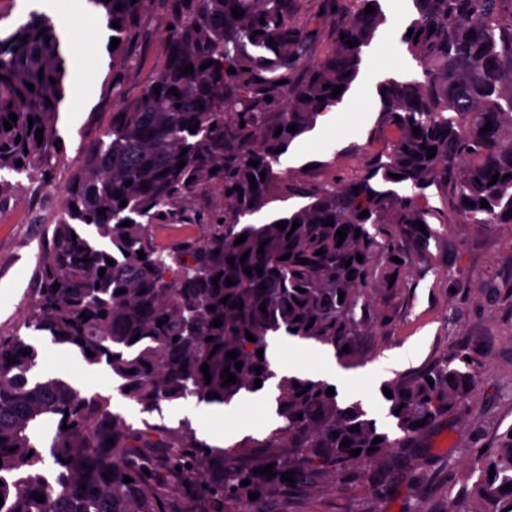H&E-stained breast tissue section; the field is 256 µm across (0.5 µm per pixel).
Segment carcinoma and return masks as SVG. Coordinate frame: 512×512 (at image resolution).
Here are the masks:
<instances>
[{"label": "carcinoma", "mask_w": 512, "mask_h": 512, "mask_svg": "<svg viewBox=\"0 0 512 512\" xmlns=\"http://www.w3.org/2000/svg\"><path fill=\"white\" fill-rule=\"evenodd\" d=\"M87 2L120 40L112 59L134 67L138 21L154 0ZM354 2L356 8L336 20L334 52L311 61L290 0H166L172 25L167 59L134 100L126 99L122 76L112 77L120 110L78 157L51 236L36 255L22 327L107 370L119 395L145 413L179 400L228 404L255 392L254 380L266 383L275 376L273 336L319 343L341 363L356 362L360 329L374 315L372 292L402 287L416 262L403 240H413L420 252L428 248V188H452L465 223L512 224V0H411L400 41L420 71L379 85L375 132L396 133L389 152L360 177L331 185L277 171L294 140L342 101L363 66L364 48L386 21L381 0ZM369 4L371 14L365 12ZM233 8L244 15L234 17ZM114 21L121 28L112 27ZM410 29L419 37L407 36ZM348 40L358 45L350 47ZM189 64L193 72L182 74ZM301 65L303 78L289 81L288 72ZM230 67L235 72H227ZM66 71L61 38L45 12L31 10L0 36V201L17 192L19 176L40 187L54 176ZM338 85L341 95L334 97ZM171 88L179 95L168 93ZM11 113L18 119L7 131L3 121ZM488 122L492 129L484 133ZM291 125L293 133L287 131ZM37 129L43 130L41 142ZM432 146L437 152L429 159ZM496 173L501 179L489 184ZM207 189L219 193L222 205L197 219L188 204ZM276 197L298 205L263 224L248 222ZM103 208L105 214H98ZM364 210L369 215L359 217ZM327 220L334 225H325ZM125 221L131 226H122ZM155 224H201L203 232L160 246ZM341 228L346 238L339 245ZM242 234L245 242L235 244ZM320 249L324 254H316ZM287 253L290 258L281 259ZM108 258L120 263L110 265ZM302 258L309 263H299ZM228 278L234 285H226ZM216 318L219 327L211 326ZM247 333L256 341H248ZM88 349L94 356H87ZM231 351L238 352L234 360L226 357ZM237 360L243 362L239 370ZM474 364L462 353L455 365L441 362L408 382L383 384L392 392L385 402L394 432L362 402L326 394L327 382L285 376L277 384L279 425L226 454L186 422L171 429L145 421L135 428L113 410L111 398L84 394L61 378L35 377V348L17 333L1 335L0 512H167L168 474L189 485L184 512H224L226 504L232 512H263L268 490L292 486L281 480L284 472L297 485L314 475L337 479L405 447L466 398L479 378ZM226 367L236 376L230 385L223 384ZM209 393L215 398H206ZM422 420L425 425H418ZM355 425L359 430L349 431ZM511 432L474 460L477 478L459 491L449 512H512V488H505L512 483ZM376 437L381 441L374 445ZM345 439L351 440L347 447L341 445ZM284 446L291 448L286 458L272 453L250 466L228 463L251 448ZM356 448L361 452L354 457ZM268 464L275 475L253 473ZM126 476L131 482H124ZM245 479L249 484L243 486ZM251 492L258 498L249 499ZM34 493L44 501L37 502Z\"/></svg>", "instance_id": "carcinoma-1"}]
</instances>
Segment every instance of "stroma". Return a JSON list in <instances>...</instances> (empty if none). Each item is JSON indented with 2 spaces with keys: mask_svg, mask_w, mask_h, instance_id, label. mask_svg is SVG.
<instances>
[{
  "mask_svg": "<svg viewBox=\"0 0 512 512\" xmlns=\"http://www.w3.org/2000/svg\"><path fill=\"white\" fill-rule=\"evenodd\" d=\"M55 2L59 17L73 25L67 77L88 85L89 94L84 111L58 116L62 147L51 185L25 187L0 202V334L17 332L24 338L29 332L19 323L30 300L35 254L60 212L80 148L107 129L115 110L105 20L86 0ZM353 8V0H337L330 13L319 0H292L291 10L310 38V57L331 52L336 16ZM408 10V0H391L386 24L364 50L373 65L362 69L360 78L378 82L416 74L417 66L400 41ZM165 23L166 6L155 0L132 47L138 63L124 72L127 98H136L164 64ZM379 110L378 97L347 93L336 108L335 125L328 129L319 124L298 137L283 170L319 185L355 178L388 148V138L374 133ZM427 195L435 209L434 236L407 285L376 294L375 308L385 322L362 331L358 362L348 372L356 376L373 368L379 382L408 381L468 352L481 363L477 383L408 447L336 480L317 477L302 487L273 491L263 503L264 512H448L476 455L483 447H494L512 426V224L463 223L444 191L432 187ZM37 347L49 372L69 369L84 393H114L117 383L106 370L69 366L48 339H38ZM114 407L128 422L140 424L143 414L136 403L115 395ZM418 475L425 478L420 490L414 483Z\"/></svg>",
  "mask_w": 512,
  "mask_h": 512,
  "instance_id": "1",
  "label": "stroma"
}]
</instances>
